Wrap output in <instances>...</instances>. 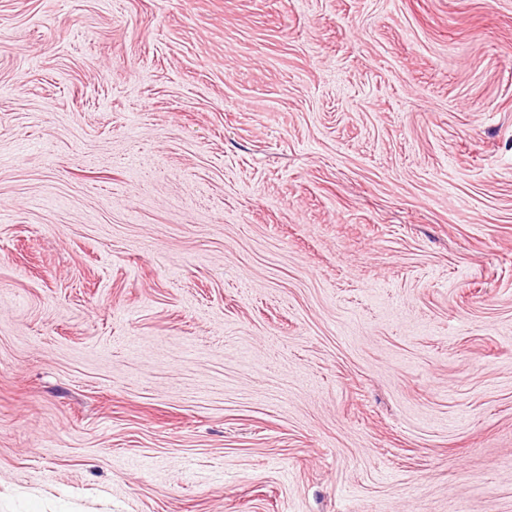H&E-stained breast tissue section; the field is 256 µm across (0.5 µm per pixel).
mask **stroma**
Listing matches in <instances>:
<instances>
[{"mask_svg":"<svg viewBox=\"0 0 512 512\" xmlns=\"http://www.w3.org/2000/svg\"><path fill=\"white\" fill-rule=\"evenodd\" d=\"M0 512H512V0H0Z\"/></svg>","mask_w":512,"mask_h":512,"instance_id":"obj_1","label":"stroma"}]
</instances>
